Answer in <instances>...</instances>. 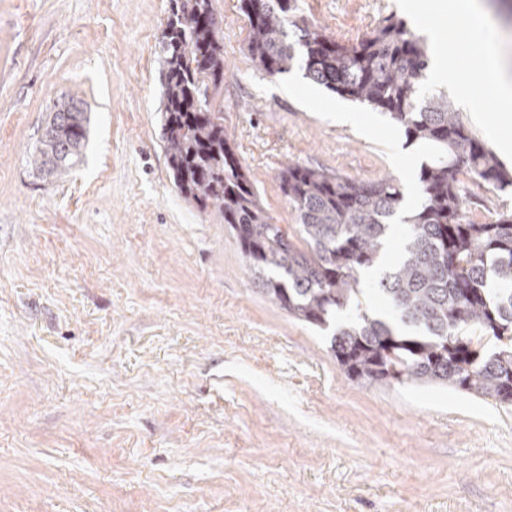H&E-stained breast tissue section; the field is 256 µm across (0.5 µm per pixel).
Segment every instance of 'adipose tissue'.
<instances>
[{
    "label": "adipose tissue",
    "instance_id": "obj_1",
    "mask_svg": "<svg viewBox=\"0 0 512 512\" xmlns=\"http://www.w3.org/2000/svg\"><path fill=\"white\" fill-rule=\"evenodd\" d=\"M415 27L434 45L441 47L442 30L460 34L467 43L484 45V27L475 20L476 8L471 0H453L450 6L439 4L438 0H410L408 5ZM443 18L445 29L434 25V18ZM431 78L439 86L453 90L462 101H470L478 91L488 92L503 119L512 120V81L502 73L495 53H488L481 66L458 71L449 68L442 57H435Z\"/></svg>",
    "mask_w": 512,
    "mask_h": 512
}]
</instances>
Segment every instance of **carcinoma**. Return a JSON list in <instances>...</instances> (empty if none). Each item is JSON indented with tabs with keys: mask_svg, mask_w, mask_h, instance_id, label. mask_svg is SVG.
<instances>
[{
	"mask_svg": "<svg viewBox=\"0 0 512 512\" xmlns=\"http://www.w3.org/2000/svg\"><path fill=\"white\" fill-rule=\"evenodd\" d=\"M248 53L270 76L298 65L327 90L384 112L432 158L419 170V202L402 218L401 260L375 285L391 316L362 308V274L375 266L401 211L390 176L358 182L290 161L281 189L297 214L298 246L265 214L208 91L224 84V31L213 0H171L161 139L180 193L213 205L235 236L262 293L292 317L334 328L331 351L352 378L441 384L512 404V209L489 224L465 213L462 176L512 192V172L475 138L444 92L424 89L426 40L389 17L340 44L296 15L292 0H240ZM82 101L54 104L35 160L61 172L87 140Z\"/></svg>",
	"mask_w": 512,
	"mask_h": 512,
	"instance_id": "obj_1",
	"label": "carcinoma"
}]
</instances>
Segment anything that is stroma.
Segmentation results:
<instances>
[{
	"label": "stroma",
	"mask_w": 512,
	"mask_h": 512,
	"mask_svg": "<svg viewBox=\"0 0 512 512\" xmlns=\"http://www.w3.org/2000/svg\"><path fill=\"white\" fill-rule=\"evenodd\" d=\"M512 75V0H476ZM224 31L231 145L271 223L297 234L288 161L354 181L420 146L387 115L247 51ZM342 44L404 0H297ZM170 0H0V512H512V405L446 385L349 377L330 332L254 284L220 213L177 189L160 140ZM84 100L88 139L64 173L32 158L53 104ZM352 112L337 121L336 107ZM460 116L512 139L488 100ZM468 217L512 194L464 178Z\"/></svg>",
	"instance_id": "1"
}]
</instances>
